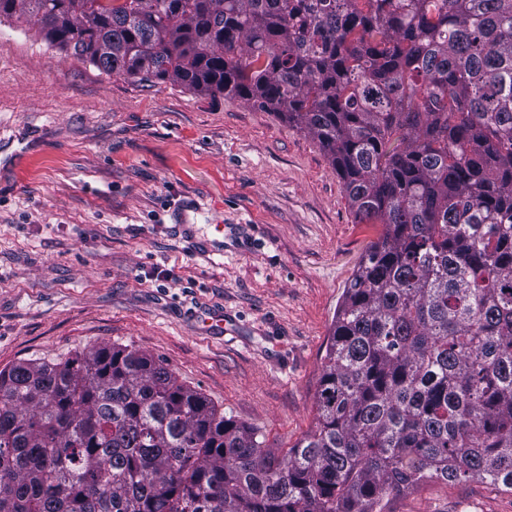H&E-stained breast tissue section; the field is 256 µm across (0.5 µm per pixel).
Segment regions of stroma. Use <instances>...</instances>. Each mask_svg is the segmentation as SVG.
Here are the masks:
<instances>
[{
    "mask_svg": "<svg viewBox=\"0 0 512 512\" xmlns=\"http://www.w3.org/2000/svg\"><path fill=\"white\" fill-rule=\"evenodd\" d=\"M380 230L283 118L101 74L0 21V369L128 346L288 451L315 424L337 307ZM390 509L512 512V493L427 481Z\"/></svg>",
    "mask_w": 512,
    "mask_h": 512,
    "instance_id": "1",
    "label": "stroma"
}]
</instances>
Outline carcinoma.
Wrapping results in <instances>:
<instances>
[{
  "instance_id": "obj_1",
  "label": "carcinoma",
  "mask_w": 512,
  "mask_h": 512,
  "mask_svg": "<svg viewBox=\"0 0 512 512\" xmlns=\"http://www.w3.org/2000/svg\"><path fill=\"white\" fill-rule=\"evenodd\" d=\"M107 76L312 134L381 231L285 456L126 346L0 370V512H385L512 492V0H0ZM392 512H512V493L489 483L426 481L394 496Z\"/></svg>"
}]
</instances>
